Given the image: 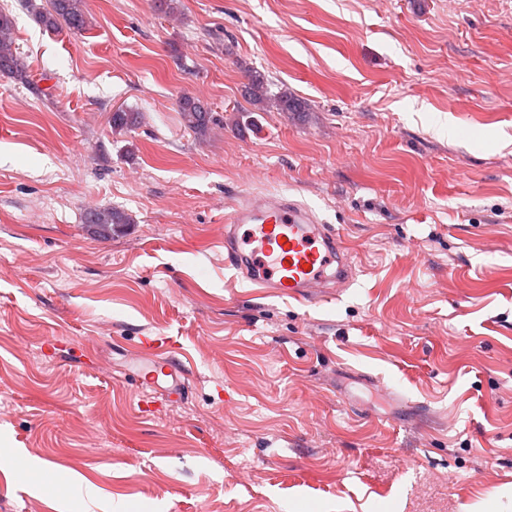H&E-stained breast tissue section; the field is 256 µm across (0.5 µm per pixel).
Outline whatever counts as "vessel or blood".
Instances as JSON below:
<instances>
[{
    "instance_id": "vessel-or-blood-1",
    "label": "vessel or blood",
    "mask_w": 512,
    "mask_h": 512,
    "mask_svg": "<svg viewBox=\"0 0 512 512\" xmlns=\"http://www.w3.org/2000/svg\"><path fill=\"white\" fill-rule=\"evenodd\" d=\"M224 266L251 284L300 302L319 298L329 285L354 279L349 252L339 231L322 223L309 207L286 198L253 196L224 215ZM162 342L147 336L140 351L149 360L139 369L140 389L166 381L170 397H180L183 384Z\"/></svg>"
}]
</instances>
